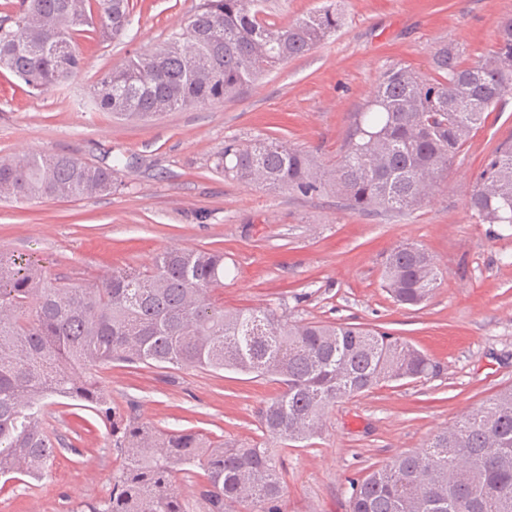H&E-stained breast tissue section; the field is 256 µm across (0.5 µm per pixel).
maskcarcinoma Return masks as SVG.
<instances>
[{
  "label": "carcinoma",
  "instance_id": "1",
  "mask_svg": "<svg viewBox=\"0 0 512 512\" xmlns=\"http://www.w3.org/2000/svg\"><path fill=\"white\" fill-rule=\"evenodd\" d=\"M261 0H200L181 31L98 79L92 105L121 119L234 98L265 73L336 33L331 0L287 26L262 17ZM130 0H20L0 23V68L50 91L79 73L75 36L121 37ZM69 50L60 52V41ZM458 46L432 55L434 74L408 66L385 72L357 113L330 168L277 139L224 141V178L301 196L331 194L358 212L411 213L448 174L487 112L512 91V18L495 49L467 64ZM112 168L67 153L0 158V189L16 201L112 193ZM467 206L483 224H512V146L489 156ZM384 287L419 306L438 286L433 256L400 244L386 256ZM224 252L170 248L145 269H113L89 287L49 277L37 259L0 249V477L44 478L56 448L40 413L50 398L84 402L106 421L116 411L93 373L114 362L157 368L231 369L268 377L283 391L263 403L264 435L302 443L338 400L382 384L422 379L435 364L412 344L374 329L323 321L291 323L275 309H226ZM124 455L109 496L89 512H189L177 490L185 467L203 471V512H280L276 455L254 442L227 446L194 431L164 432L128 421ZM349 512H512V386L498 391L428 442L353 484Z\"/></svg>",
  "mask_w": 512,
  "mask_h": 512
}]
</instances>
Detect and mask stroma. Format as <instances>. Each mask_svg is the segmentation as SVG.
Returning <instances> with one entry per match:
<instances>
[{"label": "stroma", "mask_w": 512, "mask_h": 512, "mask_svg": "<svg viewBox=\"0 0 512 512\" xmlns=\"http://www.w3.org/2000/svg\"><path fill=\"white\" fill-rule=\"evenodd\" d=\"M130 25L112 41L79 40L81 72L48 93L0 70V156L68 153L112 167L110 195L0 202V248L40 259L48 275L89 284L113 268H146L168 247L224 253L215 296L225 308L283 311L289 321L351 322L409 341L438 365L343 398L320 434L280 462L281 512H348L354 481L512 385V224H483L465 205L486 159L512 143V94L462 148L447 177L409 214L355 212L330 196L305 198L224 179L212 158L225 140L278 137L323 166L340 155L357 112L384 72L428 74L441 43L469 59L495 45L512 0H341L335 35L266 73L239 97L132 123L94 111L99 76L183 26L197 0H130ZM414 243L442 276L422 305L395 304L381 286L388 252ZM112 406L163 430H193L228 445L261 440L257 411L275 382L233 371L115 363L100 370ZM43 421L57 449L42 480L0 477V512H78L112 489L123 457L112 426L54 398Z\"/></svg>", "instance_id": "obj_1"}]
</instances>
